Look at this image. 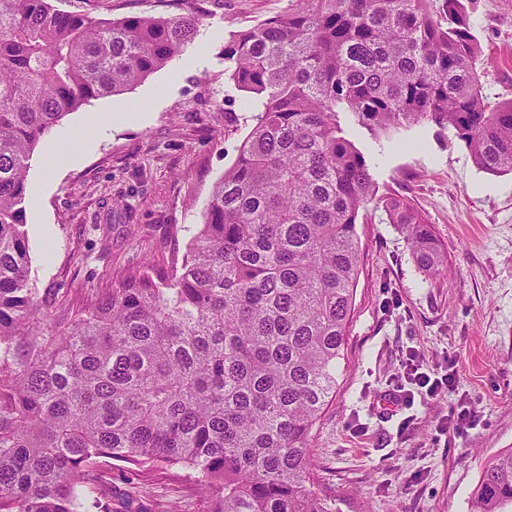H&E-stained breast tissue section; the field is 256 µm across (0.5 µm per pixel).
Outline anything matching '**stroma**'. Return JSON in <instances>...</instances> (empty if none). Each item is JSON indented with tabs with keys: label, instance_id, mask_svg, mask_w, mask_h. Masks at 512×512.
I'll return each instance as SVG.
<instances>
[{
	"label": "stroma",
	"instance_id": "1",
	"mask_svg": "<svg viewBox=\"0 0 512 512\" xmlns=\"http://www.w3.org/2000/svg\"><path fill=\"white\" fill-rule=\"evenodd\" d=\"M53 8L118 19L176 17L193 0H49ZM482 46V82L491 100L512 98V0H463ZM288 8V0H206L194 41L163 68L92 109L154 108L142 125L108 130L98 148L63 167L50 194L27 211L31 285L52 323L75 317L120 279L147 264L182 257L188 225L202 221L213 184L235 160L254 124L247 97L224 73V40ZM167 86L159 105L146 90ZM415 150H380L357 128L382 195L404 196L423 213L448 255V277L429 279L383 210L360 216L364 261L336 393L311 434L317 487L331 512H469L489 460L512 448V174L479 169L450 131H405ZM53 226L44 243L36 224ZM431 367L454 360L458 381L436 399H416L391 420L380 394L402 374L408 349ZM458 432L437 431L445 415ZM113 499L147 512H209L195 474L177 466L113 467Z\"/></svg>",
	"mask_w": 512,
	"mask_h": 512
}]
</instances>
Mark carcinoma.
I'll return each instance as SVG.
<instances>
[{
    "mask_svg": "<svg viewBox=\"0 0 512 512\" xmlns=\"http://www.w3.org/2000/svg\"><path fill=\"white\" fill-rule=\"evenodd\" d=\"M289 0L224 40L260 106L181 263H152L64 327L30 287L29 161L60 120L163 68L199 17L103 22L0 0V512H118L95 472L189 469L210 512H330L310 434L336 393L360 265L382 208L428 278L448 260L412 203L380 196L342 117L374 134L433 124L512 173V98L493 102L462 0ZM470 512H512V448Z\"/></svg>",
    "mask_w": 512,
    "mask_h": 512,
    "instance_id": "1",
    "label": "carcinoma"
}]
</instances>
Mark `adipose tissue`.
<instances>
[{
	"label": "adipose tissue",
	"mask_w": 512,
	"mask_h": 512,
	"mask_svg": "<svg viewBox=\"0 0 512 512\" xmlns=\"http://www.w3.org/2000/svg\"><path fill=\"white\" fill-rule=\"evenodd\" d=\"M150 118L146 112H94L74 127L63 143L46 153L39 162L43 184H50L56 177L61 162L77 164L95 148L114 125L124 122H145Z\"/></svg>",
	"instance_id": "obj_1"
}]
</instances>
